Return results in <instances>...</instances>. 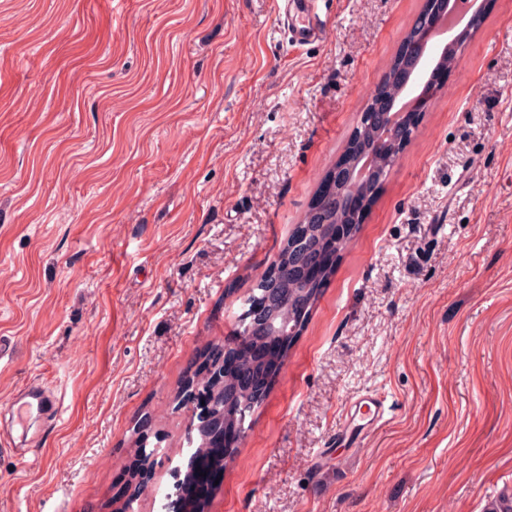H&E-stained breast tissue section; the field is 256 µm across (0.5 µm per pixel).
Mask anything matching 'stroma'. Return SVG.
I'll use <instances>...</instances> for the list:
<instances>
[{
	"instance_id": "obj_1",
	"label": "stroma",
	"mask_w": 512,
	"mask_h": 512,
	"mask_svg": "<svg viewBox=\"0 0 512 512\" xmlns=\"http://www.w3.org/2000/svg\"><path fill=\"white\" fill-rule=\"evenodd\" d=\"M427 0H0V512H482L512 490V0H489L212 493L186 378L243 303ZM386 413L354 445L351 401ZM168 456L130 483L137 434ZM319 0H276L275 8L286 25L287 35L299 46L321 42L326 24L317 11ZM8 412L12 422L21 426V436H27L34 423L56 421L61 413V402L57 394L34 383L24 387L12 399Z\"/></svg>"
}]
</instances>
